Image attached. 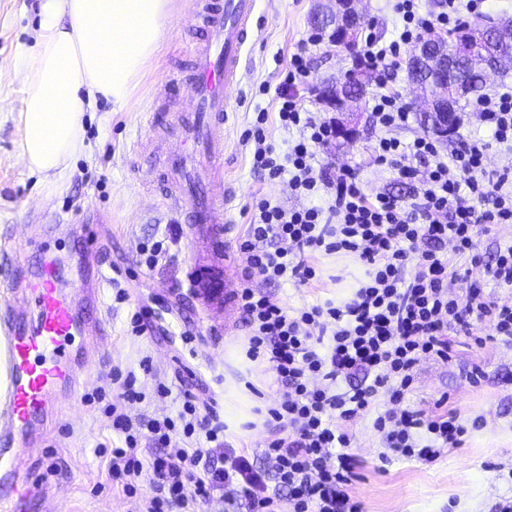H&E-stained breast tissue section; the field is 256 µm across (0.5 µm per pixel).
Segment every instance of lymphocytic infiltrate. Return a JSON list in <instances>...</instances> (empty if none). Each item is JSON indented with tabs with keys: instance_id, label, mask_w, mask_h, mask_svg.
<instances>
[{
	"instance_id": "f902f5d3",
	"label": "lymphocytic infiltrate",
	"mask_w": 512,
	"mask_h": 512,
	"mask_svg": "<svg viewBox=\"0 0 512 512\" xmlns=\"http://www.w3.org/2000/svg\"><path fill=\"white\" fill-rule=\"evenodd\" d=\"M484 3L440 0L434 15L420 0H395L398 36L386 44L372 34L363 40L364 62L381 88L372 112L382 133L371 159L412 182L406 200L382 192L367 196L354 167L318 165L316 150L335 139L336 122L304 107L299 88L307 64L303 52L292 54L275 103L280 126L298 137L284 153H275L261 129L268 113L259 110L253 167L269 181L287 180L313 203L288 208L259 198L236 242L244 261L240 299L250 330L247 354L267 363L279 386L267 410L269 437L259 455L225 452L223 424L202 417L188 394L177 417L151 418L144 429L132 430L127 409L146 395L125 387L110 406L124 444L113 449L109 471L126 495L149 487L147 512H201L219 489L225 502L246 512H364L347 491L357 460L348 452L352 435L346 425L369 414L384 465L433 462L462 444L466 427L446 399L428 413L399 404L422 360L450 358L452 331L488 319L497 335L512 338V304L498 303L477 284L463 296L448 288L451 256L469 257L471 267H479L478 234L512 224V172L486 166L491 146L512 151V85H498L470 104L491 129V140L474 136L449 153L426 136L399 137L410 111L387 86L401 64L402 45L447 30L463 14L481 13ZM318 251L350 254L363 263L365 279L352 297L291 311L251 287L256 277L269 284H312ZM360 371L366 378L358 382ZM177 430L187 446L174 463L160 449ZM201 437L207 448L197 447Z\"/></svg>"
}]
</instances>
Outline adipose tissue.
<instances>
[{
	"label": "adipose tissue",
	"mask_w": 512,
	"mask_h": 512,
	"mask_svg": "<svg viewBox=\"0 0 512 512\" xmlns=\"http://www.w3.org/2000/svg\"><path fill=\"white\" fill-rule=\"evenodd\" d=\"M171 16L169 0H41L40 37L18 62L24 98L20 155L62 188L69 160L84 147L87 98L102 95L113 111L127 107Z\"/></svg>",
	"instance_id": "ef3b65f1"
}]
</instances>
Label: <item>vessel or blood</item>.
<instances>
[{"label": "vessel or blood", "mask_w": 512, "mask_h": 512, "mask_svg": "<svg viewBox=\"0 0 512 512\" xmlns=\"http://www.w3.org/2000/svg\"><path fill=\"white\" fill-rule=\"evenodd\" d=\"M258 0H194V11L207 32L195 50V65L187 84L192 110L181 133V147L166 150L164 179L170 207L205 236L206 257L196 261L189 284L212 311L223 313L225 329L239 316V268L229 251L224 227L223 197L195 191L199 178L221 180L224 172L225 94L242 77V60L257 28ZM28 293L30 317L0 313L6 335L11 384L0 401V445L13 446L40 421L59 386L73 378L67 355L71 336L85 332L76 304L52 274L21 276Z\"/></svg>", "instance_id": "obj_1"}]
</instances>
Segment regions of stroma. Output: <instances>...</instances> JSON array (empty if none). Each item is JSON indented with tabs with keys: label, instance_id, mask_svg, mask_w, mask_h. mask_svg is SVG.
I'll return each instance as SVG.
<instances>
[{
	"label": "stroma",
	"instance_id": "obj_1",
	"mask_svg": "<svg viewBox=\"0 0 512 512\" xmlns=\"http://www.w3.org/2000/svg\"><path fill=\"white\" fill-rule=\"evenodd\" d=\"M318 3L260 0L263 24L244 59L243 83L227 102L224 218L230 239L244 234V210L255 194L295 207L308 203L287 182L263 181L252 167L253 147L244 135L262 107L268 113L267 143L283 152L294 139V132L277 121L275 90L298 42L312 31ZM39 34V0H0V252H17L29 269L41 266L47 256L56 257L58 282L76 296L86 274L102 270L88 308L106 334L97 349H89L80 336L68 347L82 372L81 385L75 391L60 388L57 405L29 439L27 512H143L141 495L114 489L108 474L110 451L121 445L123 435L113 430L106 408L127 374L135 375L136 388L146 394L145 402L133 408L137 414H176L178 400L156 396L161 384L190 392L203 413L220 421L229 404H236L240 421L226 429L225 440L237 452L263 446L266 410L276 400L269 373L247 355V327L225 334L223 315L207 311L190 294L187 274L200 246L182 219L161 204L167 185L156 178V144L162 136L172 144L178 141L172 129L178 115L191 109L185 79L205 32L192 0H171L169 33L128 107L113 111L99 97L86 108L85 148L71 161L64 188L49 200L41 195L42 175L30 172L19 154L23 84L14 63L20 50L35 46ZM307 61L312 92L305 105L331 117L318 90L342 77L352 61L325 42L310 48ZM379 133L370 108H363L352 142L333 140L318 149V160L356 167L367 194L408 197L409 184L370 159ZM91 212L104 215L105 223L81 230ZM161 239L167 242L165 257L147 266L140 244ZM314 262L319 279L311 286L269 285L258 278L251 286L298 308L346 300L364 277L363 264L348 254L318 252ZM121 289L127 293L123 301L116 298ZM139 311L149 326L142 336L133 335L130 325ZM454 341L451 361L421 362L402 406L428 412L438 399L447 398L467 427L462 446L434 462L395 461L383 467L372 416L350 422L351 452L359 465L348 492L365 512H493L496 503L512 497V338L477 321Z\"/></svg>",
	"mask_w": 512,
	"mask_h": 512
}]
</instances>
